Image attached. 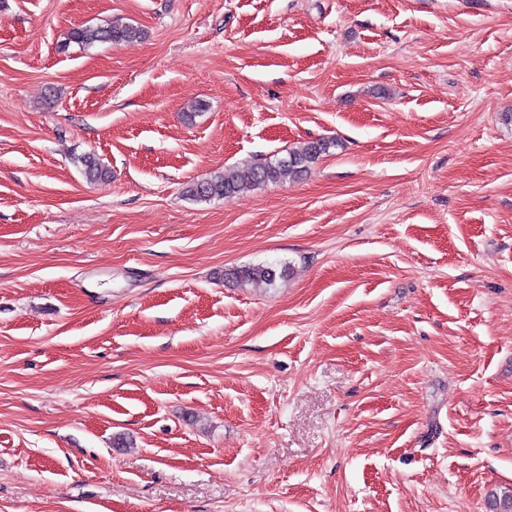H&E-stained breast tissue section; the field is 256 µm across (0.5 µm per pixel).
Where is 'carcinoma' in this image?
I'll return each mask as SVG.
<instances>
[{
    "instance_id": "obj_1",
    "label": "carcinoma",
    "mask_w": 512,
    "mask_h": 512,
    "mask_svg": "<svg viewBox=\"0 0 512 512\" xmlns=\"http://www.w3.org/2000/svg\"><path fill=\"white\" fill-rule=\"evenodd\" d=\"M142 31L129 23L110 22L105 25H85L75 27L67 35L66 43L82 47L97 43H122L140 39ZM334 139H316L302 147L288 151L283 157L265 159L245 169L232 166L214 175L188 184L184 194L192 200L210 201L230 198L247 189L276 183L288 175L308 173L311 165L321 156L336 148ZM83 176L91 183L103 182L109 178L108 171L99 160L87 154L80 158ZM287 276V267L264 263L252 266L233 267L224 271V280L241 286L269 288L277 280ZM490 512H512V489L493 490L487 499Z\"/></svg>"
}]
</instances>
